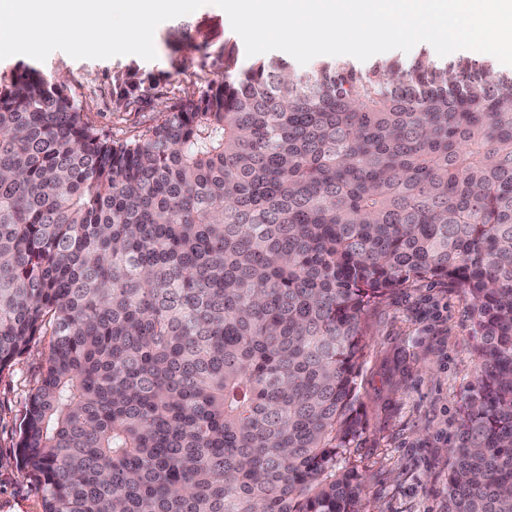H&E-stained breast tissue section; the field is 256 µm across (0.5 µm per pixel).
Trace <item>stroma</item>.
Segmentation results:
<instances>
[{
	"label": "stroma",
	"instance_id": "obj_1",
	"mask_svg": "<svg viewBox=\"0 0 512 512\" xmlns=\"http://www.w3.org/2000/svg\"><path fill=\"white\" fill-rule=\"evenodd\" d=\"M156 59H75L63 51L38 62L0 60V79L36 67L62 85L84 120L115 140L136 138L164 113L207 92L224 76V56L251 63L218 6L161 23ZM471 301L447 283L418 280L389 291L364 317L357 381L363 432L355 444L363 512H445L449 450L477 360L468 346ZM49 339L37 337L0 372V512H42L38 480L16 467L19 425L39 384Z\"/></svg>",
	"mask_w": 512,
	"mask_h": 512
}]
</instances>
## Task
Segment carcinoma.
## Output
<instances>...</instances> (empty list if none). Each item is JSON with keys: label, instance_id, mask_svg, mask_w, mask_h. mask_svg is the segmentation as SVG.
Here are the masks:
<instances>
[{"label": "carcinoma", "instance_id": "obj_1", "mask_svg": "<svg viewBox=\"0 0 512 512\" xmlns=\"http://www.w3.org/2000/svg\"><path fill=\"white\" fill-rule=\"evenodd\" d=\"M234 71L122 142L0 83V373L51 337L43 512H363L362 318L411 280L472 306L447 512H512V75Z\"/></svg>", "mask_w": 512, "mask_h": 512}]
</instances>
